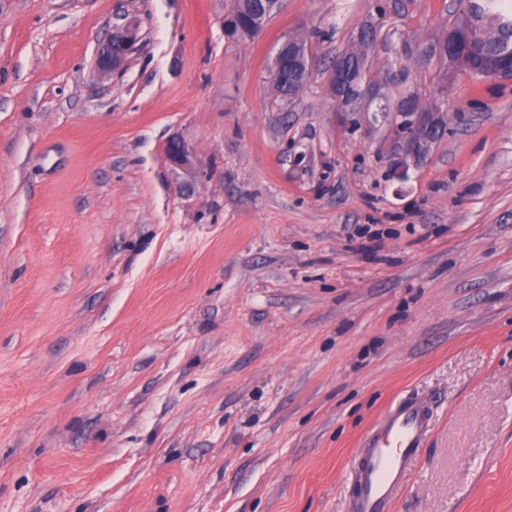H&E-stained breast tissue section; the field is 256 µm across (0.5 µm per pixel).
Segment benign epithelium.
Segmentation results:
<instances>
[{"label": "benign epithelium", "mask_w": 512, "mask_h": 512, "mask_svg": "<svg viewBox=\"0 0 512 512\" xmlns=\"http://www.w3.org/2000/svg\"><path fill=\"white\" fill-rule=\"evenodd\" d=\"M224 31L235 36L243 33L252 37L260 33V30L252 27L243 29L239 22V12L235 9L224 16ZM473 38L472 30L452 22L448 25L443 40L435 47V53L440 58L450 59L466 51ZM137 41V31L131 23L112 24V30L96 57L95 70L104 75L121 73L134 52ZM312 66L308 48L302 47L299 41L290 36L284 37L273 56L271 67L275 70L286 67L291 73L296 90L289 96L288 101L298 100L306 92ZM398 77L397 69L389 70L380 78L361 73L353 83L354 93H335L333 97L340 112H366L373 104L379 107L381 116L390 121L398 134L397 148L401 158L393 174L404 178L407 176L409 164L418 165L428 159L432 144L447 130V113L438 100L433 101L427 108L420 107L413 96H405L393 104L389 103L383 89L394 83ZM486 79L499 82L512 80L511 52L508 53V61L502 67L489 71ZM168 157L176 166H188L191 164L192 151L185 142L173 140L168 145Z\"/></svg>", "instance_id": "benign-epithelium-1"}]
</instances>
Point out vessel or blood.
Masks as SVG:
<instances>
[{"label": "vessel or blood", "instance_id": "b4317fda", "mask_svg": "<svg viewBox=\"0 0 512 512\" xmlns=\"http://www.w3.org/2000/svg\"><path fill=\"white\" fill-rule=\"evenodd\" d=\"M434 402L426 394L397 399L387 423L365 435L348 475L347 512H392L398 491L421 457L432 431Z\"/></svg>", "mask_w": 512, "mask_h": 512}]
</instances>
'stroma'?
<instances>
[{"mask_svg":"<svg viewBox=\"0 0 512 512\" xmlns=\"http://www.w3.org/2000/svg\"><path fill=\"white\" fill-rule=\"evenodd\" d=\"M231 4L0 0V512H346L410 390L436 414L393 512H512V83L460 75L400 180L325 71L370 22L388 99L430 100L459 0H282L253 39ZM137 41L136 28L130 22L113 23L112 30L96 57L95 70L104 75L121 73L134 52ZM312 66L313 61L307 45L303 48L300 42L290 35L284 37L273 56L271 67L275 70L288 67L296 90L293 93L294 86L287 73L271 69L273 88L277 97L289 102L300 99L308 88Z\"/></svg>","mask_w":512,"mask_h":512,"instance_id":"35a3bbf8","label":"stroma"}]
</instances>
